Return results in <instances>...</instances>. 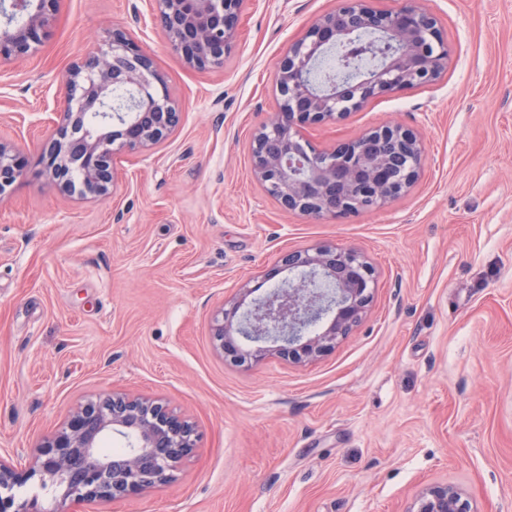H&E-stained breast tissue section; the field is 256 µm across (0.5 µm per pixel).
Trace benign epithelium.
<instances>
[{
    "instance_id": "benign-epithelium-1",
    "label": "benign epithelium",
    "mask_w": 512,
    "mask_h": 512,
    "mask_svg": "<svg viewBox=\"0 0 512 512\" xmlns=\"http://www.w3.org/2000/svg\"><path fill=\"white\" fill-rule=\"evenodd\" d=\"M61 0H9L0 26V69L26 59L49 38ZM243 0H152V12L171 49L199 71L224 66L235 46ZM22 14L19 25L10 23ZM354 30L376 31L397 45L379 66L340 84L311 79L328 46L356 43ZM451 48L437 19L409 4L380 9L372 0H338L293 41L274 66L279 109L252 138V173L268 196L287 211L319 217L383 208L419 176L424 145L413 131L384 124L331 150L303 139L306 126L345 119L368 101L438 80ZM65 96L55 131L39 164L63 193L108 196L115 183L112 156L148 151L180 124L181 111L150 54L124 28H114L96 52L64 76ZM132 93L128 107L112 110V91ZM19 148L0 141V196L21 176ZM288 277L252 297L282 272ZM375 270L361 252L319 245L291 252L263 281L245 284L219 307L212 341L223 357L240 364L276 355L293 363L314 361L335 347L366 314ZM126 441L119 456L104 453V438ZM196 449V429L154 397L114 391L77 406L60 429L33 450L29 468L17 471L0 456V512H41L37 497L19 500L14 487L38 477L39 486L62 489L61 500H119L169 481ZM416 512H471L447 486L423 492Z\"/></svg>"
}]
</instances>
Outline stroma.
Instances as JSON below:
<instances>
[{
    "label": "stroma",
    "instance_id": "stroma-1",
    "mask_svg": "<svg viewBox=\"0 0 512 512\" xmlns=\"http://www.w3.org/2000/svg\"><path fill=\"white\" fill-rule=\"evenodd\" d=\"M415 2L452 49L437 81L306 127L321 149L401 124L420 135L415 185L344 218L283 210L252 178L250 141L276 109L273 68L336 0H244L223 68L186 66L149 0H62L52 37L0 72V139L28 159L0 196V456L26 468L74 407L115 390L162 399L197 449L170 482L44 512H416L425 489L512 512V0ZM132 29L182 119L148 155L121 153L110 196L60 192L38 148L71 63ZM354 248L369 309L312 362L237 366L215 310L283 255Z\"/></svg>",
    "mask_w": 512,
    "mask_h": 512
}]
</instances>
